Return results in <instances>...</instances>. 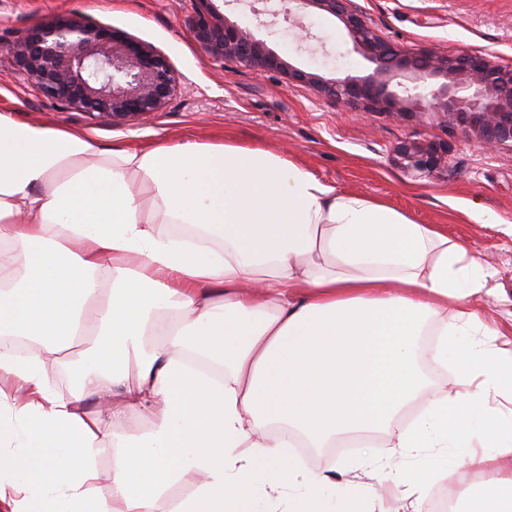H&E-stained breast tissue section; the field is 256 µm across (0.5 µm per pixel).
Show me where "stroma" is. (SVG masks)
I'll return each mask as SVG.
<instances>
[{"mask_svg": "<svg viewBox=\"0 0 512 512\" xmlns=\"http://www.w3.org/2000/svg\"><path fill=\"white\" fill-rule=\"evenodd\" d=\"M385 40L442 52H481L512 66V0H355ZM196 0H0V40L60 17L79 16L111 26L165 54L179 76L164 111L143 124L111 125L42 97L0 57V113L15 120L85 132L103 148H146L166 142L241 140L284 155L338 190L368 197L435 224L449 239L484 259L490 271L477 306L487 325L512 336V147L489 151L454 124L429 114L396 118L363 112L316 87L289 83L279 72L214 62L192 28ZM316 42L299 44L297 29L279 20L256 34L292 65L325 77L365 74L334 17L313 12L304 20ZM444 144L448 162L414 172L396 159L404 144ZM494 216L491 224L475 220Z\"/></svg>", "mask_w": 512, "mask_h": 512, "instance_id": "stroma-1", "label": "stroma"}]
</instances>
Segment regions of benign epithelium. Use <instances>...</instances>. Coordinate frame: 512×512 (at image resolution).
Returning <instances> with one entry per match:
<instances>
[{"label": "benign epithelium", "instance_id": "7a95c632", "mask_svg": "<svg viewBox=\"0 0 512 512\" xmlns=\"http://www.w3.org/2000/svg\"><path fill=\"white\" fill-rule=\"evenodd\" d=\"M198 2L194 36L212 61L228 59L255 70L281 72L291 82L314 85L328 97L365 112L398 117L430 112L458 124L488 150L512 146V67L487 54L394 46L375 32L353 0H226L247 5L262 27L275 25L282 13H288L305 41L316 38L303 24L306 12L313 9L336 18L372 68L362 76L326 78L285 61L251 28L212 10L211 0ZM2 54L15 59L18 75L43 97L112 124L142 121L162 111L178 83L161 52L78 17L58 18L26 29L11 41H0ZM397 153L408 169L431 171L447 160L448 146H402Z\"/></svg>", "mask_w": 512, "mask_h": 512}]
</instances>
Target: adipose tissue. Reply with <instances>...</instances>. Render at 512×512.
<instances>
[{
  "label": "adipose tissue",
  "mask_w": 512,
  "mask_h": 512,
  "mask_svg": "<svg viewBox=\"0 0 512 512\" xmlns=\"http://www.w3.org/2000/svg\"><path fill=\"white\" fill-rule=\"evenodd\" d=\"M163 224L189 227L162 234ZM486 276L433 224L336 191L258 146L103 148L0 113V401L7 512H364L380 487L434 512H512V351L473 301ZM111 295L101 299L102 288ZM429 343H421L424 333ZM75 356L69 397L45 376ZM468 386L429 387L422 362ZM426 396V413L401 410ZM148 432L119 434L128 419ZM479 423L494 455L417 466ZM118 450L96 464L102 439ZM358 448L314 470L294 447ZM483 481L468 493L471 478ZM107 484L111 494L94 493ZM189 493L162 510L166 488Z\"/></svg>",
  "instance_id": "adipose-tissue-1"
}]
</instances>
